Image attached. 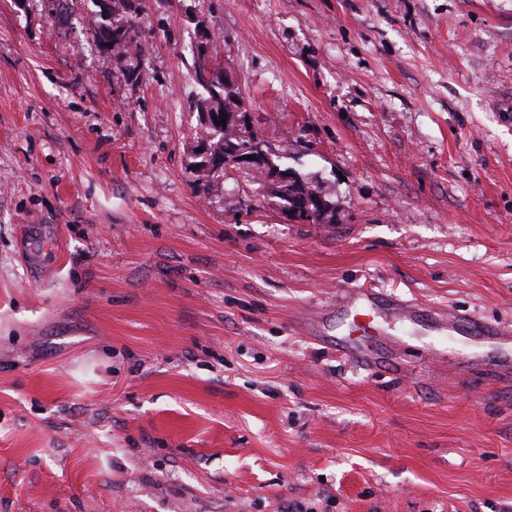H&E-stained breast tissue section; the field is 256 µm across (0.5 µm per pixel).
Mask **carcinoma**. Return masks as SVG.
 I'll return each instance as SVG.
<instances>
[{"mask_svg": "<svg viewBox=\"0 0 512 512\" xmlns=\"http://www.w3.org/2000/svg\"><path fill=\"white\" fill-rule=\"evenodd\" d=\"M128 2L129 0H99L100 14L105 19L95 24V37L103 45L112 44V51L118 55L141 47L136 25L125 18ZM197 54L198 66L195 67V73L197 81L202 83L205 95L197 100L196 110L203 116H216L222 120L224 114L242 107L244 98L240 85L227 79L226 70L216 66L208 68L211 56L207 46H200ZM202 140L208 143L211 158H222L229 151L250 144L253 136L245 122L226 125L213 123L203 125ZM269 189L274 198L280 202L286 200L294 208L307 193L321 195L323 201L320 207L309 211L300 210L297 219L311 224L335 223V204L329 199V192L324 187L295 178L283 183L273 181L269 184Z\"/></svg>", "mask_w": 512, "mask_h": 512, "instance_id": "obj_1", "label": "carcinoma"}]
</instances>
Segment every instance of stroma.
I'll list each match as a JSON object with an SVG mask.
<instances>
[{
	"instance_id": "35a3bbf8",
	"label": "stroma",
	"mask_w": 512,
	"mask_h": 512,
	"mask_svg": "<svg viewBox=\"0 0 512 512\" xmlns=\"http://www.w3.org/2000/svg\"><path fill=\"white\" fill-rule=\"evenodd\" d=\"M132 4L119 56L96 0H0V512H512L511 346L336 349L357 286L512 324V0ZM205 31L335 223L197 180Z\"/></svg>"
}]
</instances>
